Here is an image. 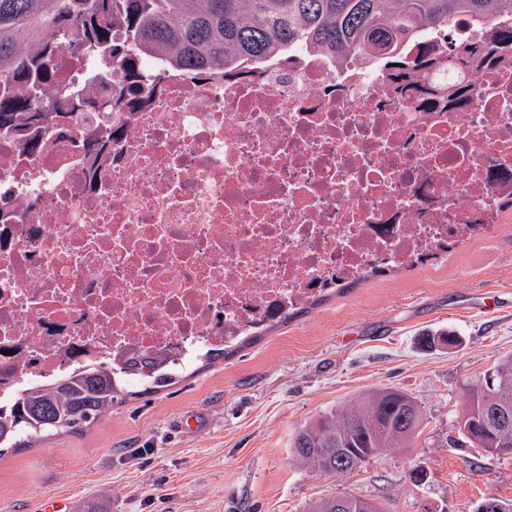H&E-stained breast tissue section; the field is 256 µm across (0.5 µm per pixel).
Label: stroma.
<instances>
[{
    "mask_svg": "<svg viewBox=\"0 0 512 512\" xmlns=\"http://www.w3.org/2000/svg\"><path fill=\"white\" fill-rule=\"evenodd\" d=\"M489 294L499 305L492 315L482 308ZM448 328L457 347L424 346L425 334ZM511 353L512 223L332 296L89 429L1 455L0 512H39L51 496L67 497L70 512H307L337 493L385 512H473L489 494L512 500V457L452 445L466 387ZM384 388L421 403L410 447L337 477L294 463L301 426ZM416 469L426 474L419 484Z\"/></svg>",
    "mask_w": 512,
    "mask_h": 512,
    "instance_id": "1",
    "label": "stroma"
}]
</instances>
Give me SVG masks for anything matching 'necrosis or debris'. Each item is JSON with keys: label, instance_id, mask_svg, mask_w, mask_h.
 <instances>
[{"label": "necrosis or debris", "instance_id": "1", "mask_svg": "<svg viewBox=\"0 0 512 512\" xmlns=\"http://www.w3.org/2000/svg\"><path fill=\"white\" fill-rule=\"evenodd\" d=\"M300 58L245 79L147 58L116 114L122 71L59 53L35 95L61 111L0 127V407L133 356L177 369L338 278L491 233L512 66L431 73L469 88L442 108L384 67Z\"/></svg>", "mask_w": 512, "mask_h": 512}]
</instances>
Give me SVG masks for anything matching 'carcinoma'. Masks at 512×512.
Here are the masks:
<instances>
[{
  "label": "carcinoma",
  "instance_id": "1",
  "mask_svg": "<svg viewBox=\"0 0 512 512\" xmlns=\"http://www.w3.org/2000/svg\"><path fill=\"white\" fill-rule=\"evenodd\" d=\"M484 29L479 41L455 39L441 50L416 39L421 29L450 30L460 17ZM512 0H0V124L29 112H51L29 88L50 82L54 57L66 50L81 55L104 50L125 80L112 92V111L128 112L142 99L140 63L157 55L173 69L199 74L260 65L270 59L291 61L294 47L321 51L340 64L356 54L358 62L394 67L404 62L401 47L416 51L399 68L401 86L422 90L432 102L466 98V89L420 81L421 75L448 65L472 68L512 63ZM38 34L53 42L27 55L19 48ZM317 295L272 321L284 323L325 300ZM151 363L135 359L126 370L136 377L117 383L112 373L93 369L17 399L0 418V456L30 448L34 441L83 431L112 413L130 395L156 394L178 382L180 371L150 373ZM512 354L501 357L466 395L457 427L464 442L493 456H512ZM422 423L417 400L398 389L370 392L326 412L292 438L295 459L313 471L336 476L350 472L344 460L364 463L377 448H399ZM474 512H512V503L484 497Z\"/></svg>",
  "mask_w": 512,
  "mask_h": 512
}]
</instances>
